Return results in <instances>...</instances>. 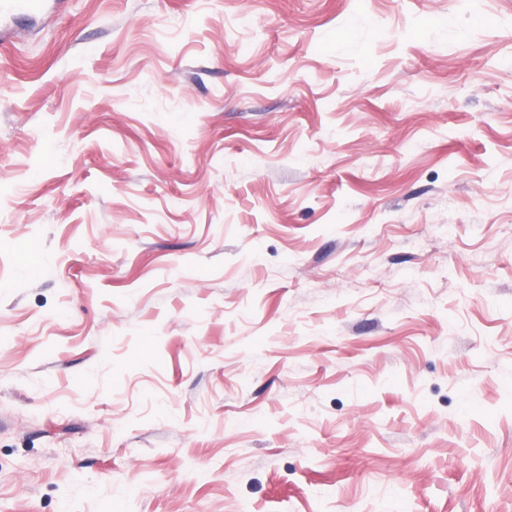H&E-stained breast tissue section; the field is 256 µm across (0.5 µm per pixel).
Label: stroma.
<instances>
[{
	"mask_svg": "<svg viewBox=\"0 0 512 512\" xmlns=\"http://www.w3.org/2000/svg\"><path fill=\"white\" fill-rule=\"evenodd\" d=\"M0 512H512V0L14 27Z\"/></svg>",
	"mask_w": 512,
	"mask_h": 512,
	"instance_id": "35a3bbf8",
	"label": "stroma"
}]
</instances>
